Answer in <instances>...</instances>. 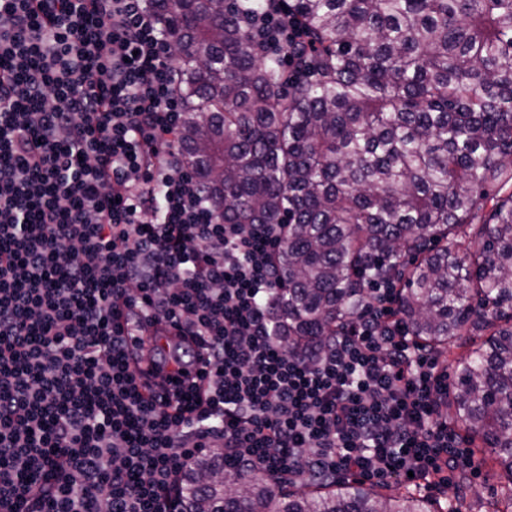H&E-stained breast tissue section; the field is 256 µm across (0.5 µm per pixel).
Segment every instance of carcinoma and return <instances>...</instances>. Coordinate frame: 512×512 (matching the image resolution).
Instances as JSON below:
<instances>
[{"instance_id": "cac0c4a2", "label": "carcinoma", "mask_w": 512, "mask_h": 512, "mask_svg": "<svg viewBox=\"0 0 512 512\" xmlns=\"http://www.w3.org/2000/svg\"><path fill=\"white\" fill-rule=\"evenodd\" d=\"M171 39L183 164L226 224H286L270 302L287 349L321 353L399 286L408 333L456 360L448 408L504 467L512 508V0H292L305 43L264 54L266 0H148ZM293 56L303 72L283 69ZM506 325H500V322ZM288 494L198 456L181 512H432L310 479Z\"/></svg>"}]
</instances>
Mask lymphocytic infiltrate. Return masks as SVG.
Segmentation results:
<instances>
[{
	"instance_id": "lymphocytic-infiltrate-1",
	"label": "lymphocytic infiltrate",
	"mask_w": 512,
	"mask_h": 512,
	"mask_svg": "<svg viewBox=\"0 0 512 512\" xmlns=\"http://www.w3.org/2000/svg\"><path fill=\"white\" fill-rule=\"evenodd\" d=\"M254 30L303 38L285 0ZM173 54L147 0H0V512H176L209 448L278 483L450 485L473 462L396 289L318 357L280 342L288 227L225 223L183 168ZM131 327L176 329L175 358L138 377Z\"/></svg>"
}]
</instances>
